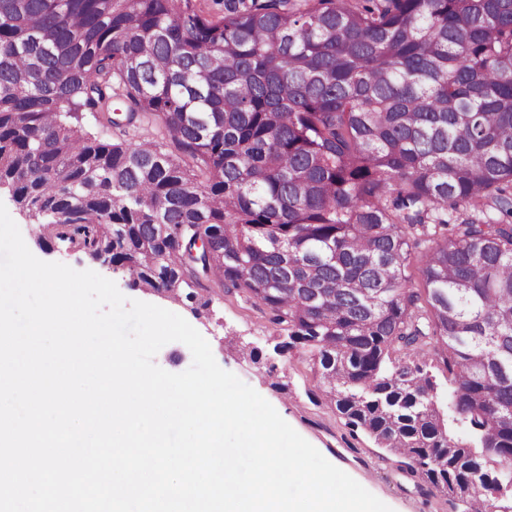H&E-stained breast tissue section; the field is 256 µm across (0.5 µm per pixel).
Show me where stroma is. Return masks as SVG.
<instances>
[{"instance_id": "obj_1", "label": "stroma", "mask_w": 512, "mask_h": 512, "mask_svg": "<svg viewBox=\"0 0 512 512\" xmlns=\"http://www.w3.org/2000/svg\"><path fill=\"white\" fill-rule=\"evenodd\" d=\"M11 218L25 243L41 260L60 262L77 270H92L116 283L127 298L151 303L184 317L209 342L215 360L255 389L303 438L333 465L385 502L392 512H464L461 503L449 499L412 473L406 459L377 447L360 431H352L331 408L319 377L297 351L280 355L273 347L278 335L269 322V312L248 300L244 293H221L213 300L210 318H199L184 303L172 302L135 289L126 271L113 270L86 258L68 245L45 249L38 245L39 231L15 206L10 194L0 190ZM258 357H251V350ZM287 384V392L275 382Z\"/></svg>"}]
</instances>
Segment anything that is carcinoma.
Wrapping results in <instances>:
<instances>
[{
    "label": "carcinoma",
    "mask_w": 512,
    "mask_h": 512,
    "mask_svg": "<svg viewBox=\"0 0 512 512\" xmlns=\"http://www.w3.org/2000/svg\"><path fill=\"white\" fill-rule=\"evenodd\" d=\"M0 189L197 317L243 291L351 430L512 510V0H0Z\"/></svg>",
    "instance_id": "1"
}]
</instances>
